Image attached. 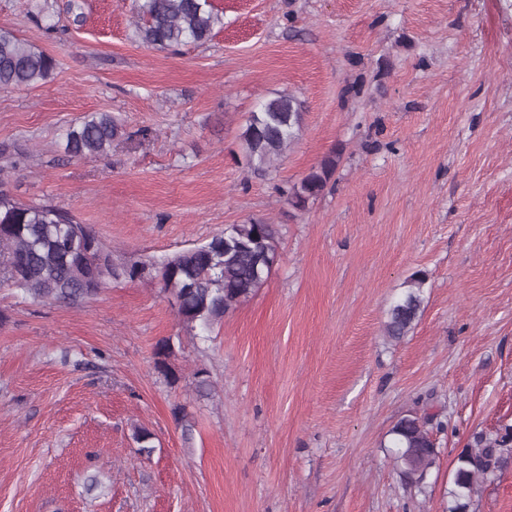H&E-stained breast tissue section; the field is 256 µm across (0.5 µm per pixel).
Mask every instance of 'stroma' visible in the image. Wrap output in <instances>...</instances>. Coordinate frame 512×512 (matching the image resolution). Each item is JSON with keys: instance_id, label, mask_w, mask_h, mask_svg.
<instances>
[{"instance_id": "35a3bbf8", "label": "stroma", "mask_w": 512, "mask_h": 512, "mask_svg": "<svg viewBox=\"0 0 512 512\" xmlns=\"http://www.w3.org/2000/svg\"><path fill=\"white\" fill-rule=\"evenodd\" d=\"M69 2L0 0V28L57 61L0 90L13 195L72 212L121 268L251 218L276 225L280 260L204 340L152 269L73 306L0 282V512H448L458 453L512 424V0H211L223 28L176 51L138 42L132 0H84L78 26ZM283 92L302 132L254 171L239 130ZM90 112L124 133L68 158ZM333 152L294 209L288 187ZM418 271L423 311L392 341ZM422 402L438 458L419 494L383 444ZM469 512H512V463ZM339 162V156L333 152L325 156L317 166H314L310 172L288 193L289 200L301 210L305 209L310 198L320 195L332 176L334 175ZM407 283V290L394 301L385 323L387 336L394 340L407 336L418 320L422 305L421 292L426 283V276L418 271Z\"/></svg>"}]
</instances>
